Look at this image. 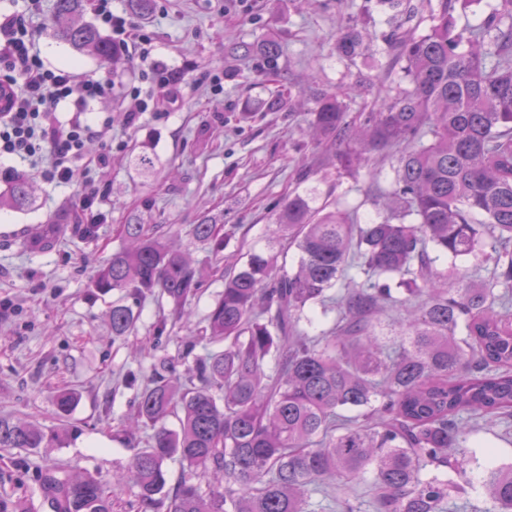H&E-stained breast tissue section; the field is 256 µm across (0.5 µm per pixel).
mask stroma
Masks as SVG:
<instances>
[{
  "label": "stroma",
  "mask_w": 512,
  "mask_h": 512,
  "mask_svg": "<svg viewBox=\"0 0 512 512\" xmlns=\"http://www.w3.org/2000/svg\"><path fill=\"white\" fill-rule=\"evenodd\" d=\"M439 0H154L142 26L154 35V64L172 70L185 83L178 97L155 96L135 125L126 120L132 88L148 90L133 60L118 66L81 55L47 35L39 18L40 48L47 63L69 65L82 77L108 76L110 97L90 111L109 117L112 158L100 176L109 184L103 219L92 239L63 233L47 250L27 242L35 224L71 223L78 185L54 188L37 181L33 209L0 211V299L10 311L0 316V415L26 416L46 431L65 427L60 444L25 450L0 448V500L51 512L41 497L45 465L56 462L111 479L125 470L132 452L120 432L137 388L123 378L149 375L150 349L177 354L178 337L201 333L220 279H205L201 294L187 302L189 322L167 335L154 326L159 307L146 299L137 330L116 336L109 312L117 293L91 286L100 265L125 243L131 219L159 224L177 233L198 266L209 269V247L193 241L190 230L201 219L223 225L230 241L225 269L241 267L253 251L267 250L268 226L289 193L314 191L317 203L344 210L359 206L364 217L396 218L381 197L389 189L396 161L376 152L360 164L343 167L317 145L309 129L315 100L324 93L353 90L347 112H372L408 83L392 45L396 29L426 33ZM356 25L363 42L353 57L339 56V27ZM279 43L280 55L230 56L236 42ZM289 105L272 108L279 97ZM152 153L153 173L134 164L141 150ZM77 393L67 425L55 415L54 396ZM474 457L467 475L512 463V431L503 426L472 434Z\"/></svg>",
  "instance_id": "stroma-1"
}]
</instances>
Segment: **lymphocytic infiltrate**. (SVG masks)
<instances>
[{
  "mask_svg": "<svg viewBox=\"0 0 512 512\" xmlns=\"http://www.w3.org/2000/svg\"><path fill=\"white\" fill-rule=\"evenodd\" d=\"M22 9L0 17V87L11 96L0 107V160L29 163L44 181L68 184L79 181L77 202L80 223L96 224L102 219L98 205L106 198V184L91 172L112 156L108 123H93L87 108L112 92L109 79L77 78L71 71L48 66L41 58L32 20L43 9V0H22ZM94 14L110 33L112 44L121 52L136 51L147 68L142 76L155 92L168 95L182 85L172 71L151 65L152 43L141 24L112 9V0H94ZM68 104L71 115L60 120V104ZM98 140L97 154L86 152L91 140Z\"/></svg>",
  "mask_w": 512,
  "mask_h": 512,
  "instance_id": "f902f5d3",
  "label": "lymphocytic infiltrate"
}]
</instances>
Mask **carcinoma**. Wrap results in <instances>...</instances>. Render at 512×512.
Segmentation results:
<instances>
[{"label": "carcinoma", "mask_w": 512, "mask_h": 512, "mask_svg": "<svg viewBox=\"0 0 512 512\" xmlns=\"http://www.w3.org/2000/svg\"><path fill=\"white\" fill-rule=\"evenodd\" d=\"M83 2L55 0L51 35L119 63L110 40L82 20ZM474 2L440 0L427 33L396 37L411 88L380 111L349 121L342 94L317 100L321 141L352 144L343 166L370 152L396 155L387 196L411 221L360 224L315 206L311 190L283 200L269 237L296 246V268L271 248L222 273L205 328L217 350L195 356L199 337L184 336L178 356L156 357L141 387L123 429L133 454L112 486L138 489L142 512H327L331 502H312L318 492L362 512L347 484L368 472L376 512H453L467 493L468 437L512 420V0L476 26H459L456 9ZM359 45L353 26L336 36L342 56ZM230 52L274 59L280 45L241 43ZM34 191L32 179L17 177L0 208L29 209ZM158 228L123 225L127 246L93 278L96 291L120 293L114 336L134 331L150 296L189 319L184 306L202 288L189 252ZM191 234L217 258L227 245L223 227L208 219ZM448 256L458 264L438 269ZM481 256L493 262V277L476 282L463 262ZM315 305L338 316L313 335L305 310ZM392 306L404 316L385 333ZM168 317L155 335L167 333ZM142 428L153 430L146 448L136 447ZM59 435L0 416V448H46ZM174 458L195 473L168 491L165 464ZM480 485L483 512H512L511 464L488 470ZM40 487L53 512H112V493L94 475L50 465Z\"/></svg>", "instance_id": "carcinoma-1"}]
</instances>
